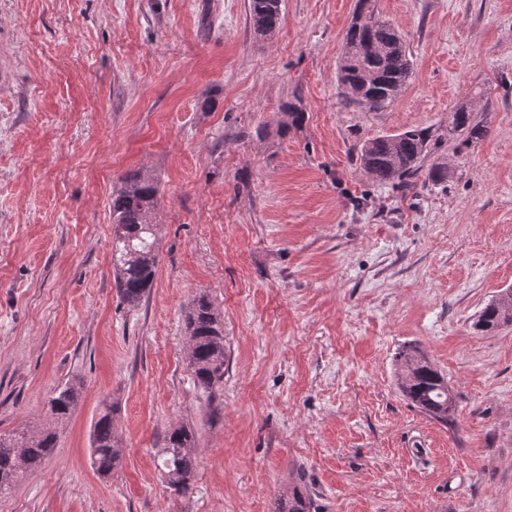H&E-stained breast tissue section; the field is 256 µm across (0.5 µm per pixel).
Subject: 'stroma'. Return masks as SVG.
I'll return each mask as SVG.
<instances>
[{"instance_id":"obj_1","label":"stroma","mask_w":512,"mask_h":512,"mask_svg":"<svg viewBox=\"0 0 512 512\" xmlns=\"http://www.w3.org/2000/svg\"><path fill=\"white\" fill-rule=\"evenodd\" d=\"M357 0H283L263 38L246 0H0V434L84 387L53 455L0 512H270L302 469L316 512H512V325L470 324L512 287V0H375L414 76L370 112L336 81ZM300 96L302 126L280 130ZM486 128L427 158L409 190L373 181L362 143ZM157 182L146 302L114 286L108 201ZM224 320L221 415L194 384L184 312ZM418 344L456 394L443 425L400 395ZM114 403L112 477L89 434ZM199 464L171 492L168 428ZM160 457V468L168 487L180 492L194 477L198 466L197 436L193 427L177 424L169 427Z\"/></svg>"}]
</instances>
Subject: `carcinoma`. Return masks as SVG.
I'll return each mask as SVG.
<instances>
[{
    "label": "carcinoma",
    "instance_id": "carcinoma-1",
    "mask_svg": "<svg viewBox=\"0 0 512 512\" xmlns=\"http://www.w3.org/2000/svg\"><path fill=\"white\" fill-rule=\"evenodd\" d=\"M282 0H247V19L255 34L273 35L281 23ZM359 19L346 31L344 50L337 69V82L350 102L376 112L389 106L409 83L413 61L402 37L375 13L373 0H358ZM288 121L282 127H298L305 120L299 97L283 105ZM485 127L466 106L455 109L448 127L410 128L394 135L366 140L359 153L362 169L380 183L410 187L420 176L423 161L445 142L458 138L478 140ZM159 202L157 184L141 173L119 180L108 204L112 224L114 282L126 305L136 308L148 298L158 267L154 222ZM512 323V308L488 301L472 328L493 332ZM188 368L197 388L215 401L224 387V324L209 294L194 296L185 314ZM396 385L410 404L430 419L446 425L453 421L456 396L448 379L429 358L412 344L403 345L394 356ZM83 382L77 378L58 386L48 401V418L62 425L76 408ZM115 408L103 404L90 432V460L101 477L112 476L122 456L121 438L115 423ZM57 430L26 428L0 434V495L9 491L29 472L38 468L56 448ZM198 466L197 436L193 427H169L160 457L168 487L180 492L194 477ZM314 493L308 484H297L288 497L279 496L271 512H310Z\"/></svg>",
    "mask_w": 512,
    "mask_h": 512
}]
</instances>
